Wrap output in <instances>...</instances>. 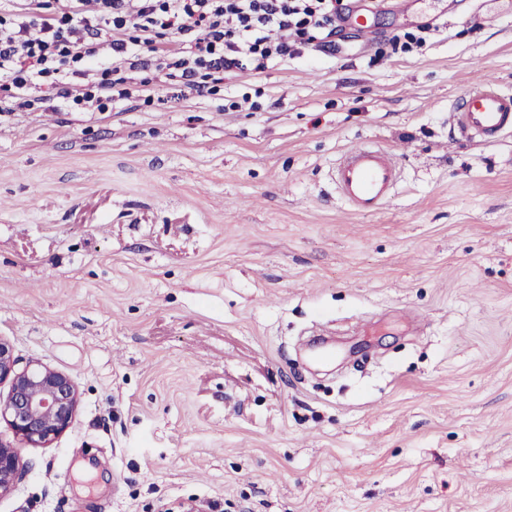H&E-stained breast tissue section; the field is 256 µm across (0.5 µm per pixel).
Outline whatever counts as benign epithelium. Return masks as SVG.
Listing matches in <instances>:
<instances>
[{
  "mask_svg": "<svg viewBox=\"0 0 512 512\" xmlns=\"http://www.w3.org/2000/svg\"><path fill=\"white\" fill-rule=\"evenodd\" d=\"M9 382L0 396V419L11 426L18 445L0 443V497L9 493L22 471L20 449L43 447L70 425L79 392L66 374L48 366L20 369L12 345L0 338V383Z\"/></svg>",
  "mask_w": 512,
  "mask_h": 512,
  "instance_id": "obj_1",
  "label": "benign epithelium"
}]
</instances>
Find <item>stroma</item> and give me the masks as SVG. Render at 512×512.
<instances>
[{"label":"stroma","instance_id":"1","mask_svg":"<svg viewBox=\"0 0 512 512\" xmlns=\"http://www.w3.org/2000/svg\"><path fill=\"white\" fill-rule=\"evenodd\" d=\"M372 21L211 96L0 116V338L79 390L0 512H512V133L449 112L512 93V0ZM368 140L400 179L363 214L331 174ZM450 112L458 135L469 142L490 143L512 131V94L488 77L474 80Z\"/></svg>","mask_w":512,"mask_h":512}]
</instances>
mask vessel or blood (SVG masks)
<instances>
[{
    "instance_id": "b4317fda",
    "label": "vessel or blood",
    "mask_w": 512,
    "mask_h": 512,
    "mask_svg": "<svg viewBox=\"0 0 512 512\" xmlns=\"http://www.w3.org/2000/svg\"><path fill=\"white\" fill-rule=\"evenodd\" d=\"M451 117L460 138L493 142L512 131V94L500 91L491 78H478L454 106ZM332 179L353 210L377 211L387 204L398 181L395 155L368 142L350 147L337 163Z\"/></svg>"
}]
</instances>
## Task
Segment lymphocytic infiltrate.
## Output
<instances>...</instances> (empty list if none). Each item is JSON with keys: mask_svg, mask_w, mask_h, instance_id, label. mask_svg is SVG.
Segmentation results:
<instances>
[{"mask_svg": "<svg viewBox=\"0 0 512 512\" xmlns=\"http://www.w3.org/2000/svg\"><path fill=\"white\" fill-rule=\"evenodd\" d=\"M87 2L12 0L0 10L1 111H31L36 85L58 90L71 111H109L126 94L122 68L143 54L179 70L191 92L209 94L220 73L259 71L295 55L304 28L335 36L349 10L348 0H96L94 20ZM105 47L108 63L100 58Z\"/></svg>", "mask_w": 512, "mask_h": 512, "instance_id": "f902f5d3", "label": "lymphocytic infiltrate"}]
</instances>
